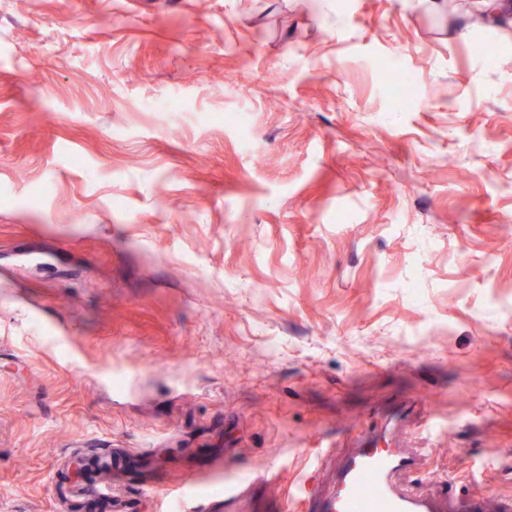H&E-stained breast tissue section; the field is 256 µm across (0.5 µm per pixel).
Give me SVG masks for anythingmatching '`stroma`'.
<instances>
[{
	"instance_id": "1",
	"label": "stroma",
	"mask_w": 512,
	"mask_h": 512,
	"mask_svg": "<svg viewBox=\"0 0 512 512\" xmlns=\"http://www.w3.org/2000/svg\"><path fill=\"white\" fill-rule=\"evenodd\" d=\"M465 2L0 0V512L90 448L137 512H290L387 408L415 493L512 512V19Z\"/></svg>"
}]
</instances>
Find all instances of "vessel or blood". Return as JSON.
I'll return each mask as SVG.
<instances>
[{
    "instance_id": "vessel-or-blood-1",
    "label": "vessel or blood",
    "mask_w": 512,
    "mask_h": 512,
    "mask_svg": "<svg viewBox=\"0 0 512 512\" xmlns=\"http://www.w3.org/2000/svg\"><path fill=\"white\" fill-rule=\"evenodd\" d=\"M378 442L375 436L363 439L340 470L332 494L302 492L303 512H488L483 494L466 500L452 496L443 506L403 487L397 478L413 468V450L382 448Z\"/></svg>"
}]
</instances>
